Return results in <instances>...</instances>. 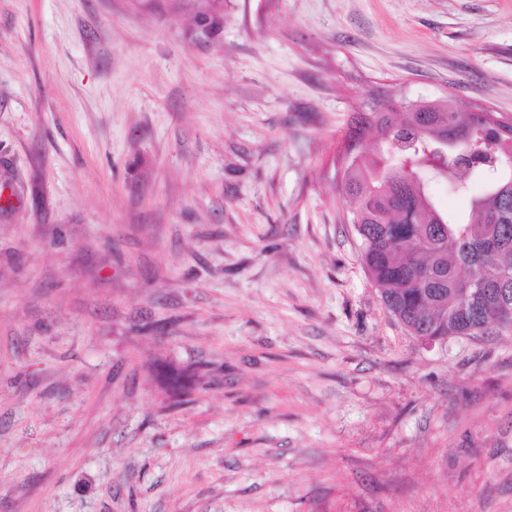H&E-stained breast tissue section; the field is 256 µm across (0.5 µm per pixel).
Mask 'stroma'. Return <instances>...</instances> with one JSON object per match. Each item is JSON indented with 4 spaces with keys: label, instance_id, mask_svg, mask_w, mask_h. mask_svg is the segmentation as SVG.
<instances>
[{
    "label": "stroma",
    "instance_id": "stroma-1",
    "mask_svg": "<svg viewBox=\"0 0 512 512\" xmlns=\"http://www.w3.org/2000/svg\"><path fill=\"white\" fill-rule=\"evenodd\" d=\"M159 2L0 0V512H512V329L411 336L336 190L373 99L512 122V0ZM187 2L182 6H190L196 10L195 17L199 24L208 23L212 27L221 16L220 9L224 7V0H175Z\"/></svg>",
    "mask_w": 512,
    "mask_h": 512
}]
</instances>
